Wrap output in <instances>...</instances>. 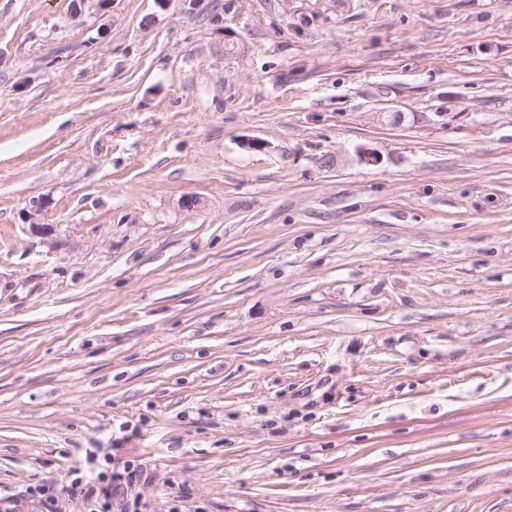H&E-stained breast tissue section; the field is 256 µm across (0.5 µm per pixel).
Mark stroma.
<instances>
[{
	"label": "stroma",
	"instance_id": "stroma-1",
	"mask_svg": "<svg viewBox=\"0 0 512 512\" xmlns=\"http://www.w3.org/2000/svg\"><path fill=\"white\" fill-rule=\"evenodd\" d=\"M90 475L512 512V0H0V512Z\"/></svg>",
	"mask_w": 512,
	"mask_h": 512
}]
</instances>
